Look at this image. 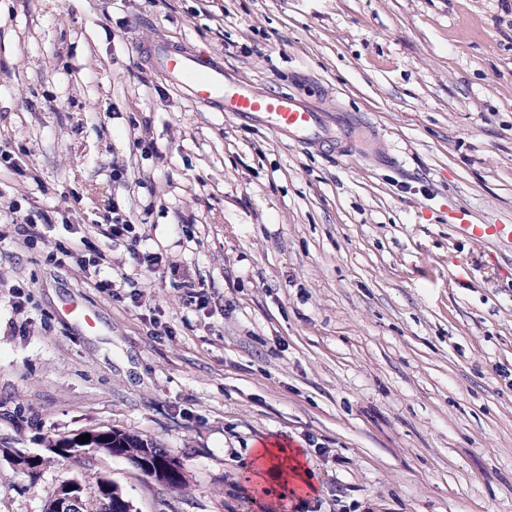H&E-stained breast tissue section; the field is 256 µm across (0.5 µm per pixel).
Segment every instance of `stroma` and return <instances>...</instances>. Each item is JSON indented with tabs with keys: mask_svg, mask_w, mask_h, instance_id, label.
Returning <instances> with one entry per match:
<instances>
[{
	"mask_svg": "<svg viewBox=\"0 0 512 512\" xmlns=\"http://www.w3.org/2000/svg\"><path fill=\"white\" fill-rule=\"evenodd\" d=\"M158 43L355 144L192 100ZM0 146V448L112 427L187 480L0 459V512L69 477L133 512H512V252L457 230L512 224L500 0H0ZM116 210L159 269L104 234ZM275 442L314 491H256L245 463Z\"/></svg>",
	"mask_w": 512,
	"mask_h": 512,
	"instance_id": "1",
	"label": "stroma"
}]
</instances>
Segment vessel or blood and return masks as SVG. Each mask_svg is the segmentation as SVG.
Returning a JSON list of instances; mask_svg holds the SVG:
<instances>
[{"instance_id":"1","label":"vessel or blood","mask_w":512,"mask_h":512,"mask_svg":"<svg viewBox=\"0 0 512 512\" xmlns=\"http://www.w3.org/2000/svg\"><path fill=\"white\" fill-rule=\"evenodd\" d=\"M154 58L173 86L192 98L217 105L219 111L258 121L306 146H317L327 139L325 114L308 108L292 94L259 92L222 67H202L198 58L187 52L178 54L159 46ZM460 230L473 238L492 236L503 248L512 250V224H464Z\"/></svg>"}]
</instances>
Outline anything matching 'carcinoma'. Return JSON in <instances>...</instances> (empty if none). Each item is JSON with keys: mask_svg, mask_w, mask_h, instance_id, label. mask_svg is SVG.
<instances>
[{"mask_svg": "<svg viewBox=\"0 0 512 512\" xmlns=\"http://www.w3.org/2000/svg\"><path fill=\"white\" fill-rule=\"evenodd\" d=\"M90 435V441L84 444H77L74 449L66 452H58L56 448L60 445H68L76 438L84 435ZM109 448H115L118 453L129 461L139 463V469L163 485H168L175 489H180L186 485L185 475L182 472V464L168 452L159 447L152 440L146 439L134 432L114 429L112 427H103L98 429L83 430L70 437L61 439V442L55 443V448L42 449V452L29 456L11 448H3L0 453L9 456V465L19 473L27 474V469L20 467V464L33 460L31 467L35 472L29 475V478L36 479L40 476L48 464L56 460L77 461L81 455L89 451L105 452ZM85 507L82 512H112L107 508L109 499L104 495L101 481H96V486L88 488L83 496Z\"/></svg>", "mask_w": 512, "mask_h": 512, "instance_id": "1", "label": "carcinoma"}]
</instances>
